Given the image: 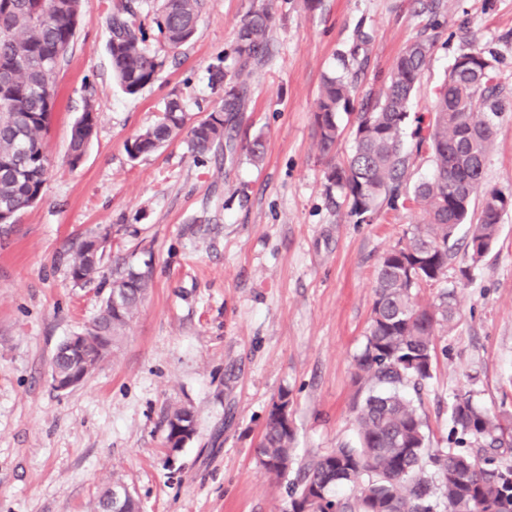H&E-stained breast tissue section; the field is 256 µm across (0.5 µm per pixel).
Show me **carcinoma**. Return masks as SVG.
Here are the masks:
<instances>
[{
    "label": "carcinoma",
    "instance_id": "carcinoma-1",
    "mask_svg": "<svg viewBox=\"0 0 512 512\" xmlns=\"http://www.w3.org/2000/svg\"><path fill=\"white\" fill-rule=\"evenodd\" d=\"M140 3L124 0L106 18L112 75L130 96L153 83L164 58L147 46ZM203 0H161L151 22L156 41L177 49L196 32ZM81 16L80 0H0V224H15L41 197L48 171L44 133L57 101V75L65 57L58 49L72 46L73 22ZM276 14L267 4L250 10L235 37L234 71L224 84V103L197 124L186 127L181 102L173 98L160 120L127 142L132 159L153 153L188 130L194 156L224 153L234 160L243 151L258 161L262 139L243 144L238 134L247 110L241 77L262 66L270 54L269 33ZM433 37L422 35L398 55L380 96L358 97L357 76L324 78L314 113L320 149L330 153L340 136V115L354 116L355 135L349 159L330 163L324 171L328 188L350 201L349 216L366 222L397 202L419 208L424 223L407 241L382 257L376 274L375 298L355 379L369 385L354 404L357 442L315 456L299 468L289 512H433V500L444 498L448 512H512V464L499 465L495 455L512 451L504 434L512 421L488 413L467 393L450 407L452 432L477 444L474 451L429 448L427 424L400 389L418 387L432 377L438 328L454 320L456 296L443 289L430 305L417 301L418 291L446 278L458 226L468 225L465 250L477 262L495 243L498 226L512 195L484 190L485 163L497 134L494 118L506 109L496 82L495 54L472 46L462 48L445 82L435 94L426 133L418 134L416 151L430 154V177L407 190L411 153L402 134L426 66ZM360 111H355L357 99ZM96 125L91 102L70 130L71 166L81 159ZM103 252L94 237L84 239L72 255L75 283L94 282ZM149 271L127 257L112 261V281L98 316L84 329L88 360L59 357L51 370L90 375L123 338L126 327L145 300ZM196 425L193 413L175 408L166 416L167 441L184 426ZM293 426L271 409L254 448L257 463L277 477L294 464ZM347 486L351 496L338 498ZM100 512H140V502L127 495L116 503L112 488L100 496Z\"/></svg>",
    "mask_w": 512,
    "mask_h": 512
}]
</instances>
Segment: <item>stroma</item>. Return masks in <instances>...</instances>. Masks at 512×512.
Returning a JSON list of instances; mask_svg holds the SVG:
<instances>
[{"instance_id":"stroma-1","label":"stroma","mask_w":512,"mask_h":512,"mask_svg":"<svg viewBox=\"0 0 512 512\" xmlns=\"http://www.w3.org/2000/svg\"><path fill=\"white\" fill-rule=\"evenodd\" d=\"M117 0H81L83 20L58 75L44 137L49 158L41 198L14 224H0V512H95L114 483L142 512H288L296 473L276 477L253 450L280 391L290 394L298 461L355 438L353 380L364 348L380 258L421 221L418 209L381 210L369 224L349 217L328 189L314 110L324 76L359 73L378 94L394 60L425 34L415 0H204L197 31L168 53L138 95L112 78L105 17ZM273 4L272 53L246 75L241 135L262 137L261 164L246 156L195 158L183 139L130 159L125 144L179 97L189 123L224 100L244 15ZM438 38L404 128L407 147L428 118L437 88L464 44L492 52L512 100V0H442ZM97 114L79 166L68 163L70 127L85 103ZM486 188L512 193V109L496 120ZM109 233L112 253L151 263L150 293L108 358L77 387L57 391V345L97 315L106 287H81L72 248ZM468 277H461V269ZM456 314L435 338L431 379L407 390L430 443L448 448L449 407L470 393L488 411L512 414V208L479 262L463 248L441 288ZM196 415L177 453L165 416Z\"/></svg>"}]
</instances>
